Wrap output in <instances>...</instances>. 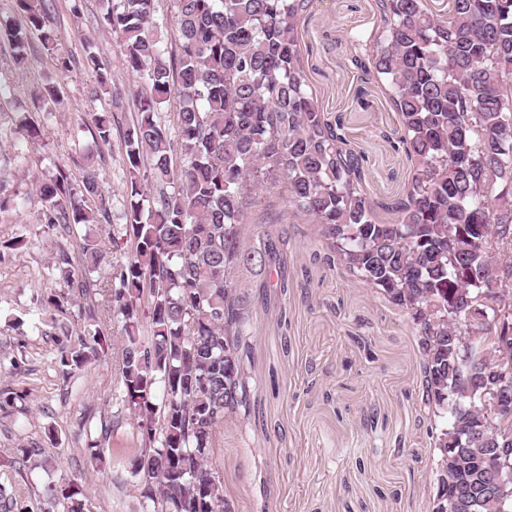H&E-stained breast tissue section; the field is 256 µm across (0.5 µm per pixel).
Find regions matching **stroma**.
Listing matches in <instances>:
<instances>
[{
	"label": "stroma",
	"mask_w": 512,
	"mask_h": 512,
	"mask_svg": "<svg viewBox=\"0 0 512 512\" xmlns=\"http://www.w3.org/2000/svg\"><path fill=\"white\" fill-rule=\"evenodd\" d=\"M48 25L54 49L30 38L29 62L10 65L0 38V113L28 112L41 130L29 138L0 132V181L14 195V223L0 224V361L20 358L19 370L0 372V388L25 390V404L0 406V486L20 493L32 512H61L40 501L44 484L63 478L80 485L90 512H142L131 474L140 444L136 421L120 397V357L115 349L62 376L51 361L54 339L82 328L95 310L104 332L119 334L100 300L67 305L54 333L37 329L42 309L33 299L57 287L48 270L59 252L82 265L80 237L40 222L38 186L59 175L81 179L99 173L112 201V221L102 225L99 280H106L121 251L130 250L122 219L127 203L122 134L135 116L141 81L126 72L110 34L98 22L109 0H50ZM376 0H313L303 19L311 86L328 118L342 117L350 147L365 155L366 188L372 196L400 193L411 177L403 154L388 136L398 118L377 83L362 84L351 58L352 35L369 30ZM94 52L120 93L95 96L96 79L83 59ZM73 70L60 77L64 103L54 112L37 108L34 92L55 71L57 57ZM369 109H360L358 88ZM112 113V139L93 145L91 115ZM256 223L287 232V294L250 288L253 312L254 406L245 421L225 419L215 460L224 497L235 512H428L433 481L428 421L417 396L421 359L416 338L382 295L340 268L318 262L325 243L317 225L291 217L278 192L262 195ZM22 246H14V239ZM120 249H113V239ZM101 441L103 462L90 461ZM38 443L50 469H31L20 447Z\"/></svg>",
	"instance_id": "1"
}]
</instances>
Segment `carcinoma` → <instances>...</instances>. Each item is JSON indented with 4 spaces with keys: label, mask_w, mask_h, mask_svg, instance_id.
Returning <instances> with one entry per match:
<instances>
[{
    "label": "carcinoma",
    "mask_w": 512,
    "mask_h": 512,
    "mask_svg": "<svg viewBox=\"0 0 512 512\" xmlns=\"http://www.w3.org/2000/svg\"><path fill=\"white\" fill-rule=\"evenodd\" d=\"M24 23L6 29L12 61L28 62L30 34L55 40L37 0H14ZM177 36H157L154 0H114L100 25L144 92L123 132L131 254L99 286L122 323L121 401L141 437L133 473L152 512H223L214 462L224 418L252 408V314L243 272L284 263L287 238L267 231L249 246L259 190L284 194L293 215L319 226L328 253L405 316L422 360L420 404L433 448L429 512H512V436L497 433L495 392H512V0H379L372 28L351 37L353 61L380 81L398 115L395 148L413 168L398 198L372 196L364 157L348 148L313 94L301 22L311 0H171ZM64 102L59 84L35 93ZM175 105L173 124L162 110ZM92 137L112 138L96 113ZM41 223L84 227L86 270L98 266L95 228L112 220L98 173L43 184ZM54 267L67 291L36 298L57 309L96 284ZM148 298V310L141 299ZM148 314L150 339L138 323ZM471 336L496 347L465 355ZM101 327L56 339L64 375L104 350ZM161 396H156V393ZM511 452L500 466L481 461ZM476 502L448 508V492ZM43 496L63 512H89L82 490L61 479Z\"/></svg>",
    "instance_id": "carcinoma-1"
}]
</instances>
